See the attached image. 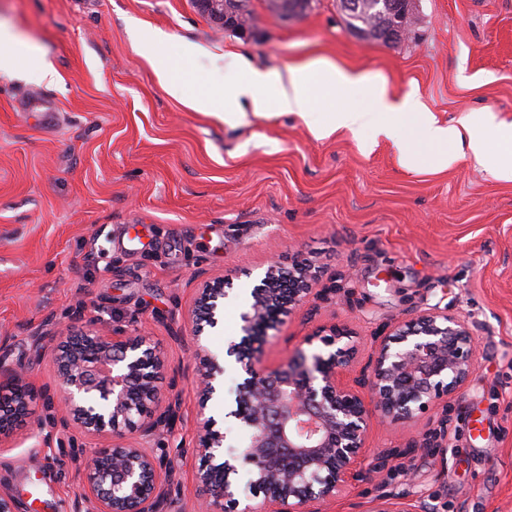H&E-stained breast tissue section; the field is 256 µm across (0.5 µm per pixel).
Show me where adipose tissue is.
<instances>
[{
	"mask_svg": "<svg viewBox=\"0 0 512 512\" xmlns=\"http://www.w3.org/2000/svg\"><path fill=\"white\" fill-rule=\"evenodd\" d=\"M169 40L166 33L154 32L149 46L142 51L164 89L188 107L215 113L217 118L231 125L243 124L250 115L267 116L273 110L295 115L306 122L317 139L328 138L340 130L357 134L368 126L374 137L394 141L406 167L412 170L430 166L446 168L459 159L466 148L482 163L488 158L490 139L512 144V124L498 121L493 111H485L475 122L465 116L457 124H446L428 109L418 90L396 96L390 92L383 75L352 71L328 61L295 65L283 71L262 70L244 53L225 52L224 71L232 82L224 94L223 107L216 110L207 95L191 93L185 82L173 77L171 60L165 52ZM325 88L365 90L368 103L363 107L330 106L325 119L314 122L311 115L316 98ZM390 114L409 117L412 127L403 131L383 123V116Z\"/></svg>",
	"mask_w": 512,
	"mask_h": 512,
	"instance_id": "ef3b65f1",
	"label": "adipose tissue"
}]
</instances>
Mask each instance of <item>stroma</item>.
<instances>
[{"label": "stroma", "mask_w": 512, "mask_h": 512, "mask_svg": "<svg viewBox=\"0 0 512 512\" xmlns=\"http://www.w3.org/2000/svg\"><path fill=\"white\" fill-rule=\"evenodd\" d=\"M245 37L204 15L195 0H0V27L34 45L14 73L0 70V362L28 369L38 396L57 380L53 350L70 323L104 332L148 328L164 367L157 382L179 416L143 444L165 458L171 492L162 512H196L193 453L200 404L195 345L217 360L224 391L244 372L226 357L240 314L270 258L298 255L316 272L306 306L257 346L284 367L324 352L306 336L331 324L359 338L358 375L374 337L426 311L465 317L478 362L448 401V445L409 453L435 425L370 421L366 446L406 451L404 469L355 483L318 512H352L381 495L429 512H512V181L471 155L450 167L405 169L379 140L363 151L352 133L314 139L292 115L231 126L171 97L138 52L135 32L159 29L176 55L202 47L175 73L205 92L224 84L225 48L263 69L327 59L384 75L398 95L417 88L444 122L494 111L512 124V0H416L408 38L382 44L351 33L337 0L304 15L272 14L250 0ZM56 84L30 73L41 62ZM58 114L45 127L31 100ZM225 277L217 327L195 335L201 278ZM106 437L51 431L43 401L0 439V485L19 512H71L82 492L78 458Z\"/></svg>", "instance_id": "35a3bbf8"}]
</instances>
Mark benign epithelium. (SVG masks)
I'll return each mask as SVG.
<instances>
[{
	"label": "benign epithelium",
	"instance_id": "1",
	"mask_svg": "<svg viewBox=\"0 0 512 512\" xmlns=\"http://www.w3.org/2000/svg\"><path fill=\"white\" fill-rule=\"evenodd\" d=\"M214 21L224 22V0H197ZM272 9L293 18L298 0H272ZM314 273L298 260L283 265L274 260L252 291L249 309L240 315L244 337L228 345L226 355L242 364L245 378L235 391V409L227 413L248 432L240 452H224L226 435L212 417L200 421L196 452L202 464L196 481L203 493L201 512H237L239 499L231 476L249 466L252 496L260 507L242 512H316V506L338 498L353 484L390 466L395 453L385 449L365 460L368 422H410L423 414L437 416L438 429L423 436L411 452H432L448 426L446 408L465 385L478 360L477 340L469 321L428 311L398 323L377 337L370 363L353 380L347 372L354 335L332 325L320 337L336 350L326 356L299 358L288 367L270 368L254 348L255 339L280 317L305 304L312 293ZM226 297L224 280H205L198 288L196 321L214 328L219 301ZM197 393L205 405L217 392L215 361L195 346ZM58 402L54 425L79 429L90 436L109 434L112 444L88 456L80 448L70 453L82 459L83 493L73 512H159L170 472L167 463L139 443L127 439L124 428L138 427L149 436L175 418L176 405L159 392L156 379L162 360L153 337L144 330L132 335L76 329L54 354ZM8 384L10 412L0 414V436L12 430L28 410L34 388L22 366L0 363ZM407 501L382 496L368 512H421Z\"/></svg>",
	"mask_w": 512,
	"mask_h": 512
}]
</instances>
